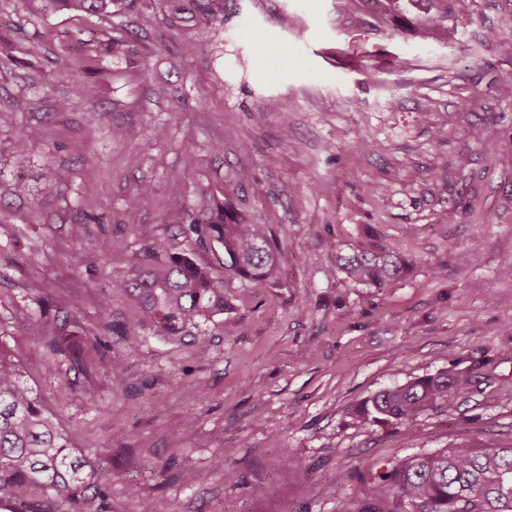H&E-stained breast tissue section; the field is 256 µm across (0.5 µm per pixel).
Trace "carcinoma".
<instances>
[{
    "instance_id": "obj_1",
    "label": "carcinoma",
    "mask_w": 512,
    "mask_h": 512,
    "mask_svg": "<svg viewBox=\"0 0 512 512\" xmlns=\"http://www.w3.org/2000/svg\"><path fill=\"white\" fill-rule=\"evenodd\" d=\"M56 11L110 17L133 14L141 30L156 16L141 9L142 0H44ZM165 23L186 30L193 18L224 20V0H162ZM434 36L448 39V0H432ZM137 33L123 28L112 36V57L129 65L143 62ZM29 144L16 136L14 165L29 161ZM29 191L22 179L0 181V200L23 197ZM195 249L224 251V276L265 287L277 267V252L266 224L249 220L228 199L204 196L172 220ZM142 245L129 274L112 287L137 300L154 330L179 336L198 321L224 314V276L212 264L196 260L192 252L172 250L169 239L140 230ZM405 260L394 252L339 257V270L353 281L380 287L402 273ZM28 332L47 348L50 359L83 358L80 340L69 332L46 336L33 321ZM472 381L464 375L414 380L378 392L359 418L373 413L413 423L423 411L452 395L463 396ZM99 450H76L54 426L50 412L24 379L19 363L0 349V492L17 501L21 512H109L112 475L98 469ZM390 497L384 508L371 512H512V446L476 451L418 454L382 475Z\"/></svg>"
}]
</instances>
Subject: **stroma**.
<instances>
[{
  "label": "stroma",
  "instance_id": "stroma-1",
  "mask_svg": "<svg viewBox=\"0 0 512 512\" xmlns=\"http://www.w3.org/2000/svg\"><path fill=\"white\" fill-rule=\"evenodd\" d=\"M229 5L223 23H192L188 56L149 0L158 19L131 66L97 17L0 0L16 47L0 59V178L30 185L0 201V347L72 447L107 449L112 512L150 498L170 512H336L343 500L368 512L379 474L410 455L512 444V96L499 92L512 0H448L444 42L424 29L429 0L399 13L387 0ZM153 126L161 139H147ZM50 166L69 178L47 193ZM143 183L150 202L128 211ZM198 185L243 189L279 269L262 288L229 280L223 315L173 339L112 282L140 248L137 227L183 246L166 217ZM379 248L406 259L384 286L336 272L338 256ZM74 317L112 346L79 368L25 331L37 319L52 336ZM126 327L142 335L137 353ZM459 372L471 392L411 424L356 418L382 389Z\"/></svg>",
  "mask_w": 512,
  "mask_h": 512
}]
</instances>
